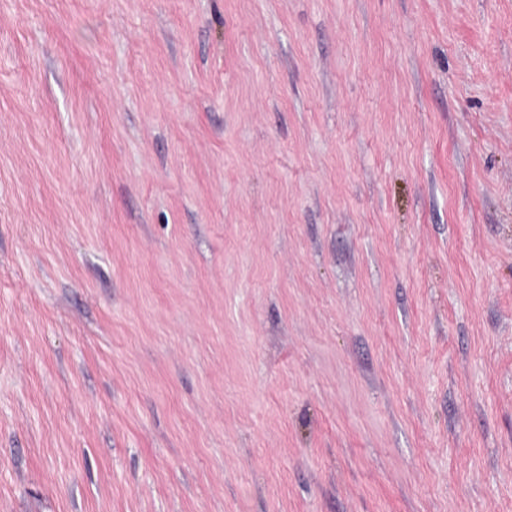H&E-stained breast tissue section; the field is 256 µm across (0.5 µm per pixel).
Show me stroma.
Listing matches in <instances>:
<instances>
[{
    "instance_id": "stroma-1",
    "label": "stroma",
    "mask_w": 512,
    "mask_h": 512,
    "mask_svg": "<svg viewBox=\"0 0 512 512\" xmlns=\"http://www.w3.org/2000/svg\"><path fill=\"white\" fill-rule=\"evenodd\" d=\"M0 512H512V0H0Z\"/></svg>"
}]
</instances>
